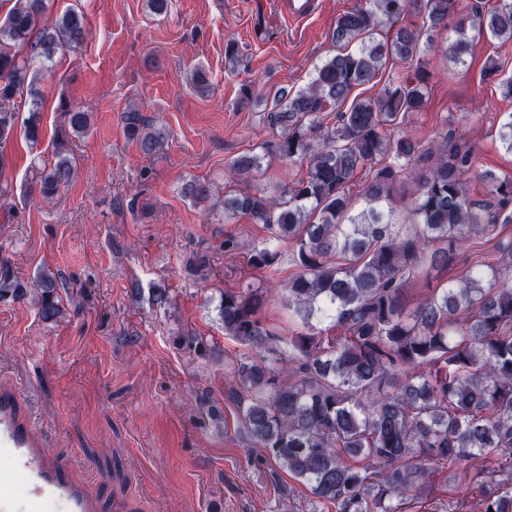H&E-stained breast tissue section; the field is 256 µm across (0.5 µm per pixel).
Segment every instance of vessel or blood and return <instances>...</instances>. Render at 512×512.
Instances as JSON below:
<instances>
[{"label":"vessel or blood","mask_w":512,"mask_h":512,"mask_svg":"<svg viewBox=\"0 0 512 512\" xmlns=\"http://www.w3.org/2000/svg\"><path fill=\"white\" fill-rule=\"evenodd\" d=\"M283 20L291 25L308 21L319 0H274ZM0 449L8 452L15 475L22 477L23 493L0 486V512H98L91 488L74 479L53 458L38 435L34 417L16 386L0 385Z\"/></svg>","instance_id":"vessel-or-blood-1"}]
</instances>
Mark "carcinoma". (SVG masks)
Wrapping results in <instances>:
<instances>
[{"instance_id": "carcinoma-1", "label": "carcinoma", "mask_w": 512, "mask_h": 512, "mask_svg": "<svg viewBox=\"0 0 512 512\" xmlns=\"http://www.w3.org/2000/svg\"><path fill=\"white\" fill-rule=\"evenodd\" d=\"M456 0H364L336 19V53L314 67L301 89L280 88L265 100L280 138L230 160L227 170L248 182L262 161L277 156L306 169L287 184L261 190L224 189V217H246L270 237L246 244L230 235L224 250L246 249L250 267L278 273V243L293 247L296 270L277 282L276 295L299 328L280 336L263 326L267 300L259 289L226 290L218 314L224 335L248 347L224 371V397L238 411L239 431L260 461H272L309 486L313 503L336 512H401L403 499L426 478L417 454L448 465L451 478L469 463L487 459L500 487L483 499L481 512H512V243L491 249L495 264L479 262L465 275L406 314L404 286L427 263L450 266L457 247L472 235H492L512 202V178L495 181L497 203L467 193L464 174L471 149L455 135L422 146L403 134L406 119L425 105L431 73L423 54L443 52L461 60L473 29L478 36L512 41V0H495L473 25L460 20L444 45L435 32L448 29ZM44 0H15L0 22V143L15 129L16 97L29 93L25 137L40 136L39 95L28 82L31 66L83 43L85 18L66 11L40 26ZM415 13L418 21L403 24ZM26 48L21 58L14 47ZM408 63L375 97H354L387 63ZM347 106L342 111L340 107ZM335 122H327L329 115ZM56 133L54 165L36 182L44 198L70 186V136L88 130L85 112H66ZM124 129L150 157L163 133L132 109ZM364 184V208L354 212L353 187ZM419 180L415 224L405 234L389 222L397 178ZM183 194L214 199L213 183L192 180ZM55 277L22 288L0 276V297L32 296L45 321L61 314ZM360 457L363 466L345 462Z\"/></svg>"}]
</instances>
